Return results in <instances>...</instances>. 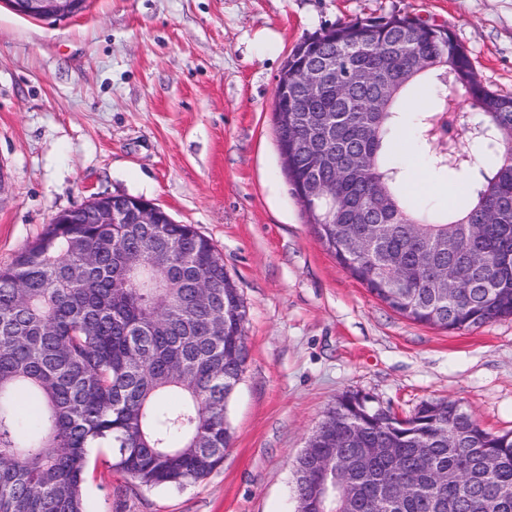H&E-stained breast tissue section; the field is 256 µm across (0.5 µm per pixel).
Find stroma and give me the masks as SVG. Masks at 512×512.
Returning <instances> with one entry per match:
<instances>
[{
	"label": "stroma",
	"mask_w": 512,
	"mask_h": 512,
	"mask_svg": "<svg viewBox=\"0 0 512 512\" xmlns=\"http://www.w3.org/2000/svg\"><path fill=\"white\" fill-rule=\"evenodd\" d=\"M397 10L447 25L481 80L512 93V0H91L61 21L0 0V266L60 211L141 197L214 243L247 311L223 465L147 489L94 449L87 512H296L294 460L349 391L401 417L454 400L512 432V317L447 331L396 313L325 250L282 172L273 104L288 54ZM405 143L400 161L424 173L414 200L447 210L459 182Z\"/></svg>",
	"instance_id": "35a3bbf8"
}]
</instances>
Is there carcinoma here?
<instances>
[{
  "instance_id": "cac0c4a2",
  "label": "carcinoma",
  "mask_w": 512,
  "mask_h": 512,
  "mask_svg": "<svg viewBox=\"0 0 512 512\" xmlns=\"http://www.w3.org/2000/svg\"><path fill=\"white\" fill-rule=\"evenodd\" d=\"M406 12L355 19L306 36L288 55L298 73L325 52L339 51L345 70L372 81L313 96L318 112H290L291 135H275L278 153L305 216L324 189L348 200L336 224L313 231L338 265L402 316L448 330L512 316V95L490 89L450 28L403 23ZM451 85L481 119L467 140L496 156L474 169L460 147L454 102L421 77ZM384 99L377 112L372 94ZM432 95L412 124L431 152L433 169L463 184L453 213L413 204L393 148L404 133L409 98ZM329 129L321 151L335 162L314 166L296 140L317 125ZM351 155L361 172L339 179ZM469 226L476 234L453 248L439 242ZM382 230L372 256L347 241ZM481 253L459 267V287L433 278L436 269ZM211 241L191 224H52L16 264L0 267V512H86L83 481L92 448H108L113 466L149 488H183L224 462L232 435L226 403L245 372L246 308L224 267L210 261ZM128 264L162 254L159 278L170 288H134L114 275V252ZM409 280L394 288L390 267ZM216 305L195 300L197 282ZM224 332L207 334L217 315ZM315 444L345 461L348 491L331 512H512V434L482 429L458 402L421 404L407 418L356 392L339 396ZM319 454L296 459L294 494H315Z\"/></svg>"
}]
</instances>
